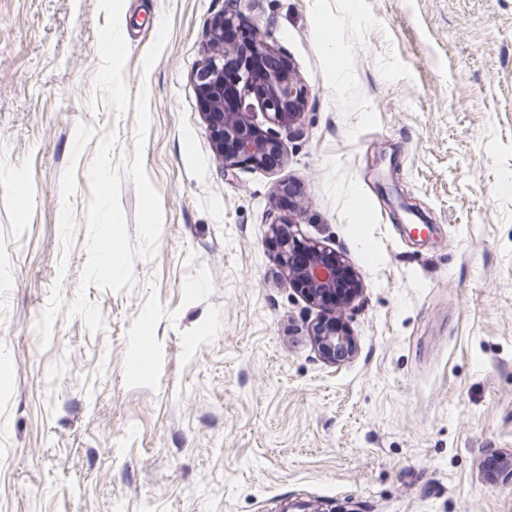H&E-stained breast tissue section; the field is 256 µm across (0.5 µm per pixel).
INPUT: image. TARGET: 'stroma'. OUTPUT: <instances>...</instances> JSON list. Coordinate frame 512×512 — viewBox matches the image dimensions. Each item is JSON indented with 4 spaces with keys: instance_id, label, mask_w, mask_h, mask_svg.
Wrapping results in <instances>:
<instances>
[{
    "instance_id": "1",
    "label": "stroma",
    "mask_w": 512,
    "mask_h": 512,
    "mask_svg": "<svg viewBox=\"0 0 512 512\" xmlns=\"http://www.w3.org/2000/svg\"><path fill=\"white\" fill-rule=\"evenodd\" d=\"M224 6L0 0V512H512V0H242L307 102L231 171L194 81ZM282 182L363 285L339 365Z\"/></svg>"
}]
</instances>
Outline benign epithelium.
Segmentation results:
<instances>
[{
    "instance_id": "benign-epithelium-1",
    "label": "benign epithelium",
    "mask_w": 512,
    "mask_h": 512,
    "mask_svg": "<svg viewBox=\"0 0 512 512\" xmlns=\"http://www.w3.org/2000/svg\"><path fill=\"white\" fill-rule=\"evenodd\" d=\"M232 27L242 31L235 49L211 58L196 73L200 106L224 169L242 165L269 169V149L282 159L276 130L288 131L299 125L305 92L289 72L255 66L254 58L266 51V42L258 27L243 26L238 0H230L213 18L212 34L222 42L224 30ZM259 116L268 125L262 140L256 138ZM270 228L280 242L278 260L283 276L322 311L313 327L320 355L331 363L352 357L355 341L346 328H336V323L342 322L338 313L349 308L360 293V288L350 286V281H358L354 269L344 255L303 237L298 225L282 215Z\"/></svg>"
}]
</instances>
